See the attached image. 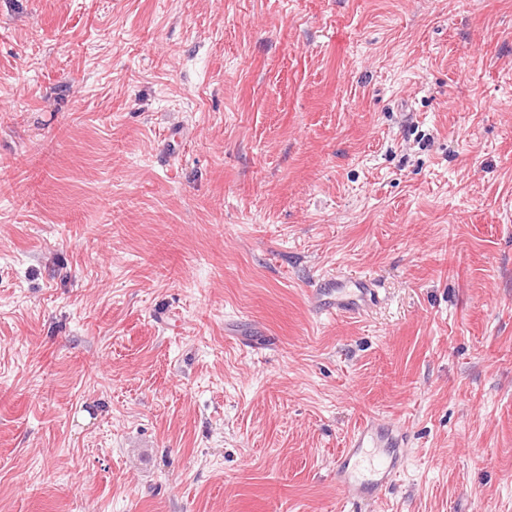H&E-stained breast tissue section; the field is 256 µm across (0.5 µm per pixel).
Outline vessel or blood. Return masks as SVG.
Segmentation results:
<instances>
[{
  "label": "vessel or blood",
  "mask_w": 512,
  "mask_h": 512,
  "mask_svg": "<svg viewBox=\"0 0 512 512\" xmlns=\"http://www.w3.org/2000/svg\"><path fill=\"white\" fill-rule=\"evenodd\" d=\"M352 293L363 297L371 290L361 279L351 280L346 287L331 279L319 288L317 297L325 312H348ZM404 445V433L382 428L374 420L362 421L336 456V482L344 500L382 499L402 465L400 450Z\"/></svg>",
  "instance_id": "obj_1"
}]
</instances>
